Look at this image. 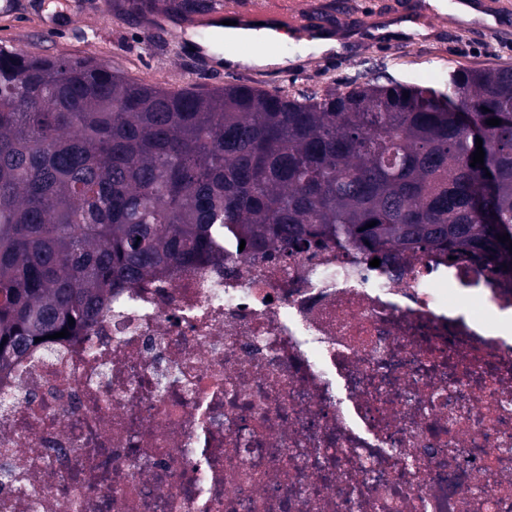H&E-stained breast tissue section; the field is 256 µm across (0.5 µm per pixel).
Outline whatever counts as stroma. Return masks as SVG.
Returning a JSON list of instances; mask_svg holds the SVG:
<instances>
[{
    "label": "stroma",
    "instance_id": "stroma-1",
    "mask_svg": "<svg viewBox=\"0 0 512 512\" xmlns=\"http://www.w3.org/2000/svg\"><path fill=\"white\" fill-rule=\"evenodd\" d=\"M82 2L87 12L55 33L43 26L40 0H29L28 12L0 19V45L47 57H91L163 87L244 82L291 93L342 91L377 70L400 82L439 85L452 65H512V17L507 20L508 31L488 37L451 26L441 17L430 22L424 39L417 40L409 37L402 21L412 7L411 0H297L343 29L341 50L307 56L303 45L288 41L279 46L280 52L293 59L288 67H237L216 77L199 71L194 58L182 54L170 31L152 32L143 23L116 16L114 0Z\"/></svg>",
    "mask_w": 512,
    "mask_h": 512
}]
</instances>
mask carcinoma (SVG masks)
Returning <instances> with one entry per match:
<instances>
[{"label":"carcinoma","instance_id":"cac0c4a2","mask_svg":"<svg viewBox=\"0 0 512 512\" xmlns=\"http://www.w3.org/2000/svg\"><path fill=\"white\" fill-rule=\"evenodd\" d=\"M213 2L119 7L188 19ZM504 233L512 65L288 94L172 89L0 46V369L37 337L102 321L113 291L206 264L222 243L286 258L333 241L383 264L408 248L467 253L511 279Z\"/></svg>","mask_w":512,"mask_h":512}]
</instances>
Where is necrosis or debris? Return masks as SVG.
Wrapping results in <instances>:
<instances>
[{
    "instance_id": "4bbe7bcc",
    "label": "necrosis or debris",
    "mask_w": 512,
    "mask_h": 512,
    "mask_svg": "<svg viewBox=\"0 0 512 512\" xmlns=\"http://www.w3.org/2000/svg\"><path fill=\"white\" fill-rule=\"evenodd\" d=\"M499 313L512 279L466 256L148 277L0 371V512H512Z\"/></svg>"
}]
</instances>
